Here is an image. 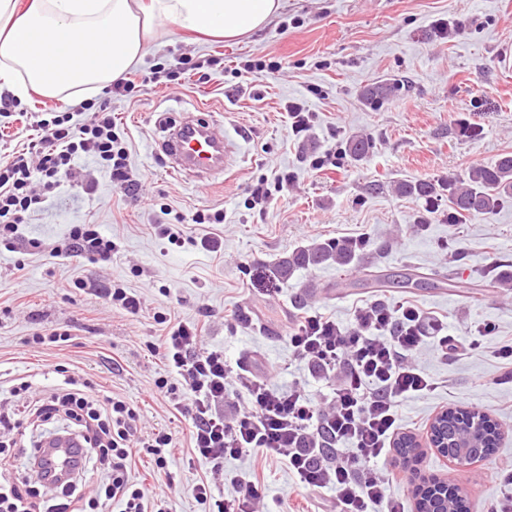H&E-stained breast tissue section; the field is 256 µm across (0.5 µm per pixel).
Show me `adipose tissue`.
Wrapping results in <instances>:
<instances>
[{"label": "adipose tissue", "instance_id": "obj_1", "mask_svg": "<svg viewBox=\"0 0 512 512\" xmlns=\"http://www.w3.org/2000/svg\"><path fill=\"white\" fill-rule=\"evenodd\" d=\"M283 7V0H0V77L16 97L62 101L121 79L160 24L234 42Z\"/></svg>", "mask_w": 512, "mask_h": 512}]
</instances>
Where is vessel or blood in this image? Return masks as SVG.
<instances>
[{
    "instance_id": "vessel-or-blood-1",
    "label": "vessel or blood",
    "mask_w": 512,
    "mask_h": 512,
    "mask_svg": "<svg viewBox=\"0 0 512 512\" xmlns=\"http://www.w3.org/2000/svg\"><path fill=\"white\" fill-rule=\"evenodd\" d=\"M165 148L174 171L196 176L228 171L236 165L239 154L234 139L218 133L209 120L191 113L170 126ZM41 445L51 449L55 467H71L80 460V443L74 436L55 433L43 439Z\"/></svg>"
}]
</instances>
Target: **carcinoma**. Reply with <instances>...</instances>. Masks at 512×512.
<instances>
[{"label": "carcinoma", "mask_w": 512, "mask_h": 512, "mask_svg": "<svg viewBox=\"0 0 512 512\" xmlns=\"http://www.w3.org/2000/svg\"><path fill=\"white\" fill-rule=\"evenodd\" d=\"M396 191L402 196L436 203L439 188L427 181L400 182ZM512 194V154L502 156L490 167H473L467 178L448 180V223L457 224L475 215L494 211L504 195ZM355 257V249L345 243L327 240L303 247L283 261L284 268L336 264L345 266ZM483 432L477 433L461 425L455 412H448V441L460 456L470 453L487 454L499 439L496 425L481 419Z\"/></svg>", "instance_id": "1"}]
</instances>
